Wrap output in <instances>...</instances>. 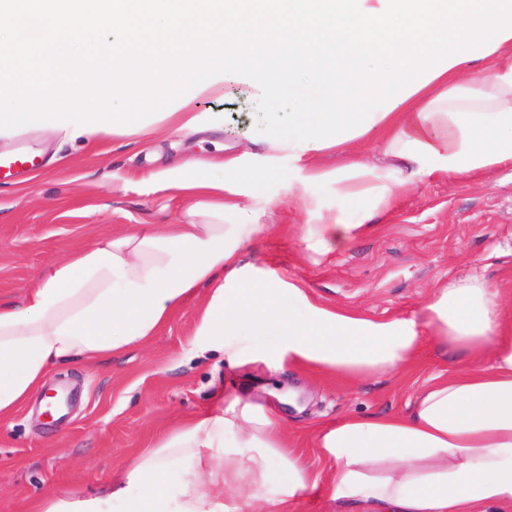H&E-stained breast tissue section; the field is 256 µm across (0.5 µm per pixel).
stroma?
<instances>
[{
    "label": "stroma",
    "instance_id": "1",
    "mask_svg": "<svg viewBox=\"0 0 512 512\" xmlns=\"http://www.w3.org/2000/svg\"><path fill=\"white\" fill-rule=\"evenodd\" d=\"M195 104L211 123L188 138L174 135L165 122L145 136L104 135L86 143L37 127L1 138V155L24 148L45 164L0 184V298L21 302L40 270L103 236L176 223L192 202L158 190L155 174L187 158L223 159L227 142L260 141L256 102L230 91L221 99L198 97ZM308 195L312 210L271 209L245 261L304 283L322 303L377 317L411 313L436 282L473 274L497 284L512 311V166L410 185L385 211H371L364 198L337 199L330 182L310 184ZM318 210L369 220L371 228L343 250L313 253L301 234ZM211 293V286L196 288L146 345L92 365L56 366L45 386L67 400L59 417L43 416L37 395L0 419V512H28L50 493L100 490L161 434L215 410L219 393L245 391L267 401L287 389L297 391L298 404L278 411L290 442L321 482L288 512H343L326 493L333 465L314 448L315 429L349 413L408 412L427 381L464 366L455 354L429 347L409 376L359 384L285 362L232 367L221 354L191 351Z\"/></svg>",
    "mask_w": 512,
    "mask_h": 512
}]
</instances>
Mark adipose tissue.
I'll use <instances>...</instances> for the list:
<instances>
[{"instance_id": "ef3b65f1", "label": "adipose tissue", "mask_w": 512, "mask_h": 512, "mask_svg": "<svg viewBox=\"0 0 512 512\" xmlns=\"http://www.w3.org/2000/svg\"><path fill=\"white\" fill-rule=\"evenodd\" d=\"M476 65L482 74L474 78ZM367 135L382 161L362 159L351 142L333 144L342 164L310 167L289 188V203L309 206V183L328 181L338 198H366L385 210L409 184L512 165V38L375 115ZM281 153L305 156L268 143L217 163L184 160L180 178L160 184L196 198L180 223L102 238L42 270L23 303L0 300V419L23 408L56 365L147 343L207 282L214 289L192 348L220 350L233 365L286 360L362 382L403 374L427 340L470 361L466 372L426 385L409 413L349 414L317 429L315 448L336 466L332 501L363 512L512 506V318L498 288L478 278L451 281L434 286L411 314L373 318L324 304L302 284L264 277L240 259L264 212L241 198L274 178ZM364 230L342 214L322 215L304 226L302 241L330 252ZM269 331L280 337L274 349L259 354L246 345V335ZM276 465L288 479L271 488ZM318 482L276 411L231 394L217 411L160 437L100 494L43 496L31 512H240L241 502L267 495L287 505Z\"/></svg>"}]
</instances>
